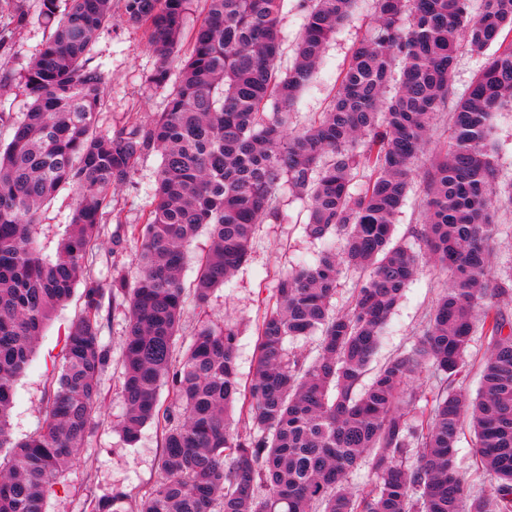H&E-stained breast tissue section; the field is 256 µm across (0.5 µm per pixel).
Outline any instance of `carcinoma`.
<instances>
[{
	"label": "carcinoma",
	"instance_id": "carcinoma-1",
	"mask_svg": "<svg viewBox=\"0 0 512 512\" xmlns=\"http://www.w3.org/2000/svg\"><path fill=\"white\" fill-rule=\"evenodd\" d=\"M191 2L122 0L126 21L146 29L151 83L171 91L152 122L99 134L106 80L86 55L112 25V0H42L49 35L24 75L31 102L0 146V449H9L0 512H44L46 494L93 432L100 378L112 364L101 342L107 292L125 308L122 436L132 443L159 421L163 450L150 492L135 501L115 489L95 499L94 512H512V317L488 295L497 215L512 207V184L498 187L492 137L494 114L512 108V0H375V25L328 110L298 129L290 111L356 0H310L284 71V0H205L173 81ZM2 13L0 57L27 24L24 0H0ZM463 48L480 66L460 94ZM442 112L450 134L432 149ZM152 151L161 163L144 223L113 215L123 225L115 245L134 244L139 276L131 286L115 269L103 283L88 259L112 191ZM428 151L429 164L416 168ZM66 186L76 191L73 212L47 258L35 237L40 210ZM416 186L425 212L414 249L393 241V226ZM284 188L307 200L304 231L322 249L279 277L244 386L231 325H200L177 356L186 247L203 230L212 240L193 284L203 306L247 263L257 226L281 218ZM424 264L446 287L412 349L365 385L388 318ZM349 271L359 286L350 308L335 312L331 300ZM79 284L82 311L64 335L43 429L15 442V382ZM478 327L487 353L472 398L462 384ZM316 333L314 357L288 351V340ZM427 365L436 391L416 425L417 376ZM163 386L175 400L164 411ZM465 423L493 479L488 495L457 465ZM367 458L371 487L358 489L352 477Z\"/></svg>",
	"mask_w": 512,
	"mask_h": 512
}]
</instances>
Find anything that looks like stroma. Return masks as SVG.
<instances>
[{
  "mask_svg": "<svg viewBox=\"0 0 512 512\" xmlns=\"http://www.w3.org/2000/svg\"><path fill=\"white\" fill-rule=\"evenodd\" d=\"M24 8L28 23L14 39L6 57V67L16 78L26 72L46 37L39 21L42 0H25ZM373 12V0H359L353 20L341 27L328 43L312 82L291 111L292 127L305 126L326 110L351 50L365 34ZM87 57L91 65L101 67L107 82L97 132L118 130L135 119L147 123L164 112L168 91L149 81L155 58L143 28L127 24L121 13H113L111 26L100 33ZM160 162L158 153L144 156L131 181L113 193L108 214L103 218L104 231L95 249L96 259L91 266L93 277L109 281L113 268L117 267L125 272L129 281H136L135 249L130 244L115 249L113 235L118 223H142L151 207L150 187ZM74 197V190L66 187L44 206L39 240L45 255L54 254L56 243L69 222ZM281 205L284 221L260 225L253 238L248 264L211 295L208 305L198 307L191 298L185 303L179 346L189 344L200 324L213 327L235 324L239 330V372L245 381L252 376L255 327L273 305L278 277L294 267L299 259H313L321 249L319 242L309 239L303 232L307 220L304 201L285 191L281 194ZM442 286V280L431 267L421 268L390 316L372 368H379L389 358L411 349ZM80 312L81 301L76 296L58 308L39 338L29 369L16 380L10 412L14 440H25L40 431L47 410L49 384L62 367L64 333ZM119 375V367L114 364L102 376L101 423L86 442L79 460L58 479L46 499L45 512H92V495L102 496L122 489L138 497L157 481L162 427L157 423L148 424L136 442H124L120 432L124 402Z\"/></svg>",
  "mask_w": 512,
  "mask_h": 512,
  "instance_id": "obj_1",
  "label": "stroma"
}]
</instances>
